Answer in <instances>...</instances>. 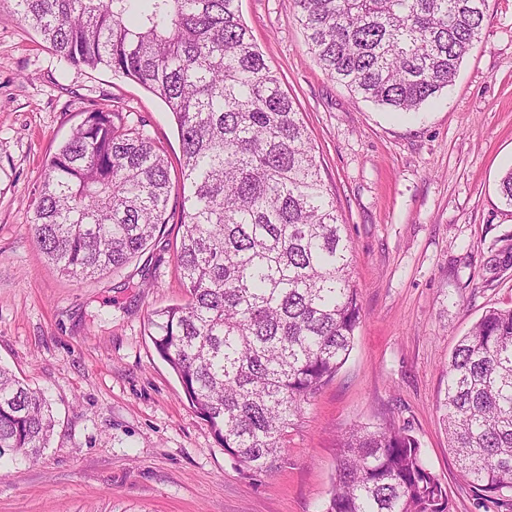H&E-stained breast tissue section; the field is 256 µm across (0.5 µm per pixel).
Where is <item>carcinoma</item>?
<instances>
[{
    "label": "carcinoma",
    "mask_w": 512,
    "mask_h": 512,
    "mask_svg": "<svg viewBox=\"0 0 512 512\" xmlns=\"http://www.w3.org/2000/svg\"><path fill=\"white\" fill-rule=\"evenodd\" d=\"M326 75L393 112L448 87L480 37L485 0H293ZM64 62L105 68L160 97L182 146L186 299L155 310L150 336L224 451L277 467L288 429L346 363L361 318L352 246L300 113L239 0H0ZM94 111L50 159L34 238L84 279L123 267L163 225L173 186L138 128ZM512 268V237L488 261ZM448 448L479 498L512 492V309L492 308L448 361ZM44 393L0 366V461L46 448ZM323 512H451L418 439L389 424L337 441Z\"/></svg>",
    "instance_id": "cac0c4a2"
}]
</instances>
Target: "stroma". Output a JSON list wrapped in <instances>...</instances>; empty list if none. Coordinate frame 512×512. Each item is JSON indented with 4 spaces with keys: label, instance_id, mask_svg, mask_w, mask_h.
Instances as JSON below:
<instances>
[{
    "label": "stroma",
    "instance_id": "1",
    "mask_svg": "<svg viewBox=\"0 0 512 512\" xmlns=\"http://www.w3.org/2000/svg\"><path fill=\"white\" fill-rule=\"evenodd\" d=\"M240 9L301 114L353 247V350L289 429L277 468L240 467L147 329L153 310L185 298L180 195L141 254L81 281L48 261L31 230L47 160L96 109L143 127L179 183L171 112L131 79L61 62L0 9V365L42 389L56 419L41 457L0 466V512H322L338 436L389 421L420 441L451 512H512L479 500L460 476L439 408L459 338L486 310L512 307V269L483 268L512 233L498 191L512 169V0H486L485 27L453 84L403 116L326 76L292 0Z\"/></svg>",
    "mask_w": 512,
    "mask_h": 512
}]
</instances>
